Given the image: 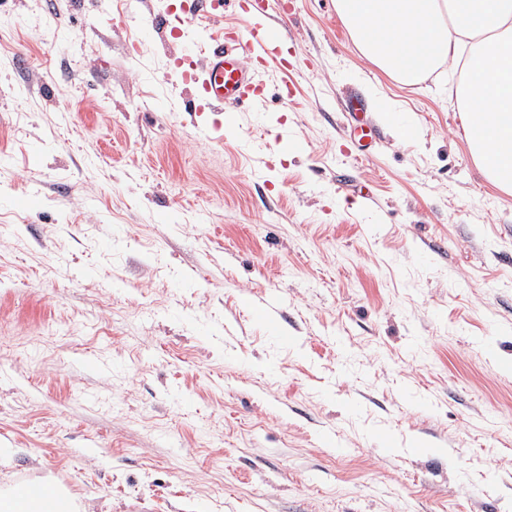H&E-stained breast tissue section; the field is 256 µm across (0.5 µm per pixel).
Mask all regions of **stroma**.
Returning <instances> with one entry per match:
<instances>
[{
  "label": "stroma",
  "instance_id": "1",
  "mask_svg": "<svg viewBox=\"0 0 512 512\" xmlns=\"http://www.w3.org/2000/svg\"><path fill=\"white\" fill-rule=\"evenodd\" d=\"M181 3L0 5V477L86 512H512V194L460 69L403 85L288 0L264 111L176 110L225 23Z\"/></svg>",
  "mask_w": 512,
  "mask_h": 512
}]
</instances>
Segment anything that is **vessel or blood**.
Wrapping results in <instances>:
<instances>
[{
  "label": "vessel or blood",
  "mask_w": 512,
  "mask_h": 512,
  "mask_svg": "<svg viewBox=\"0 0 512 512\" xmlns=\"http://www.w3.org/2000/svg\"><path fill=\"white\" fill-rule=\"evenodd\" d=\"M223 7L244 16L245 22L224 39L200 45V63L184 74L197 87L188 105L214 112L242 106L262 110L267 66L283 60L282 31L270 21V0H224Z\"/></svg>",
  "instance_id": "b4317fda"
}]
</instances>
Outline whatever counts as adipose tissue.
I'll return each mask as SVG.
<instances>
[{
	"label": "adipose tissue",
	"instance_id": "1",
	"mask_svg": "<svg viewBox=\"0 0 512 512\" xmlns=\"http://www.w3.org/2000/svg\"><path fill=\"white\" fill-rule=\"evenodd\" d=\"M336 0L355 44L407 85L462 64L466 138L480 170L512 192V0Z\"/></svg>",
	"mask_w": 512,
	"mask_h": 512
}]
</instances>
